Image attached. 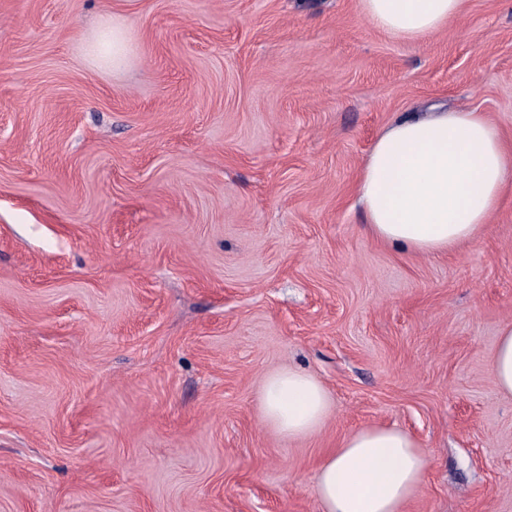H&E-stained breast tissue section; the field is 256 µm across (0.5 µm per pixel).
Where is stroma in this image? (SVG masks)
<instances>
[{"instance_id": "obj_1", "label": "stroma", "mask_w": 512, "mask_h": 512, "mask_svg": "<svg viewBox=\"0 0 512 512\" xmlns=\"http://www.w3.org/2000/svg\"><path fill=\"white\" fill-rule=\"evenodd\" d=\"M127 29L117 72L85 52ZM432 105L512 140V0L418 43L358 0H0V512H321L319 462L397 426L406 512H512V192L431 259L366 231L358 169ZM332 409L291 440L264 377ZM87 55L96 63L119 70L130 60L128 34L116 17H105L89 37ZM491 370L500 392L512 395V324L504 325L491 359ZM261 406L269 426L288 439H296L320 430L330 412L331 399L314 375L288 367L264 379Z\"/></svg>"}]
</instances>
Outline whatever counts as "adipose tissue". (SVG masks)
Wrapping results in <instances>:
<instances>
[{
  "instance_id": "obj_1",
  "label": "adipose tissue",
  "mask_w": 512,
  "mask_h": 512,
  "mask_svg": "<svg viewBox=\"0 0 512 512\" xmlns=\"http://www.w3.org/2000/svg\"><path fill=\"white\" fill-rule=\"evenodd\" d=\"M465 0H359L361 13L391 37L418 42L457 20ZM98 64L130 60L128 34L107 17L86 45ZM512 185V146L474 109L403 116L384 127L364 158L356 195L378 241L423 257L473 241ZM262 415L282 436L318 432L331 399L314 375L295 368L263 381ZM428 456L407 431L374 425L348 434L319 464L322 512H405L422 484Z\"/></svg>"
}]
</instances>
